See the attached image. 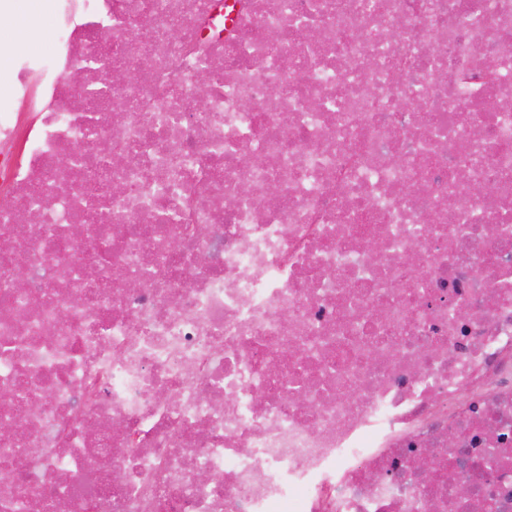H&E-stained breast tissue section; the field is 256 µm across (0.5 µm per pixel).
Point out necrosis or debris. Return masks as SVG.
I'll return each mask as SVG.
<instances>
[{"mask_svg": "<svg viewBox=\"0 0 512 512\" xmlns=\"http://www.w3.org/2000/svg\"><path fill=\"white\" fill-rule=\"evenodd\" d=\"M45 2L0 512H512V0Z\"/></svg>", "mask_w": 512, "mask_h": 512, "instance_id": "1", "label": "necrosis or debris"}]
</instances>
